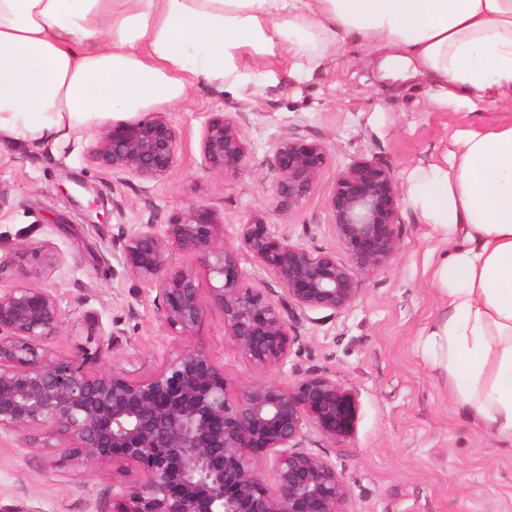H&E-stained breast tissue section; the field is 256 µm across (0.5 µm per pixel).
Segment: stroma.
<instances>
[{"mask_svg":"<svg viewBox=\"0 0 512 512\" xmlns=\"http://www.w3.org/2000/svg\"><path fill=\"white\" fill-rule=\"evenodd\" d=\"M291 62L282 52L239 94L201 85L167 107L182 150L174 171L157 182L101 170L87 156L89 132L53 152L0 144V258L15 278L58 293L67 322L50 343L55 354L105 344L116 322L125 334L104 366L143 375L172 350L158 333L154 293L137 287L113 253V225L144 224L155 213L204 202L223 215L224 245L237 251L252 287L277 299L283 291L273 276L239 250L238 226L248 215L291 242L341 251L327 207L338 174L357 157H375L405 184L418 160L443 152L467 123L463 112L429 104L421 77L385 78L378 54L362 45L347 44L333 62L288 77ZM213 112L234 117L249 153L244 174L206 168L200 139ZM287 134L321 141L329 154L314 192L289 212L276 207L268 175L273 146ZM400 217L394 258L363 278L350 307L301 319L300 343L283 368L245 358L210 305L189 342L223 367L233 393L311 373L354 389L353 435L335 442L312 429L307 439L309 452L329 458L342 475L350 512H512V447L471 425L422 336L441 313L432 270L442 245L409 206ZM53 458L52 449L22 448L1 433L0 508L115 512L111 470L57 467Z\"/></svg>","mask_w":512,"mask_h":512,"instance_id":"1","label":"stroma"}]
</instances>
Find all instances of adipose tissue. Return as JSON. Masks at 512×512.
I'll return each mask as SVG.
<instances>
[{"label": "adipose tissue", "mask_w": 512, "mask_h": 512, "mask_svg": "<svg viewBox=\"0 0 512 512\" xmlns=\"http://www.w3.org/2000/svg\"><path fill=\"white\" fill-rule=\"evenodd\" d=\"M466 114L512 110V0H0V143L56 148L197 84L236 93L285 48L346 40ZM412 167L408 205L446 245L423 329L472 424L512 447V119L464 127Z\"/></svg>", "instance_id": "obj_1"}]
</instances>
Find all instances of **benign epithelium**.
Listing matches in <instances>:
<instances>
[{
	"instance_id": "obj_1",
	"label": "benign epithelium",
	"mask_w": 512,
	"mask_h": 512,
	"mask_svg": "<svg viewBox=\"0 0 512 512\" xmlns=\"http://www.w3.org/2000/svg\"><path fill=\"white\" fill-rule=\"evenodd\" d=\"M181 144L166 113L152 112L100 131L87 154L103 170L159 181L178 164ZM200 151L212 171L248 168L247 147L224 112L205 121ZM327 164L323 142L279 140L270 166L278 207H299ZM327 206L344 260L291 242L259 215L239 225L241 249L284 290L278 300L250 285L237 254L224 246V217L203 202L136 228L120 224L112 247L126 273L156 291L162 331L176 343L193 335L205 313L195 272L172 262L176 251L194 255L214 281L208 302L223 313L225 334L249 360L279 368L299 342V319L352 305L361 278L398 250L401 194L385 163L353 160ZM65 322L56 291L13 281L11 265L0 260V432L25 448L54 449L59 466L112 468L123 477L115 512H348L336 467L304 447L310 427L334 441L354 433L352 389L308 374L288 384L244 385L232 395L224 369L188 344L137 376L119 364L99 365L123 335L119 328L104 351L79 358L51 352L47 343Z\"/></svg>"
}]
</instances>
